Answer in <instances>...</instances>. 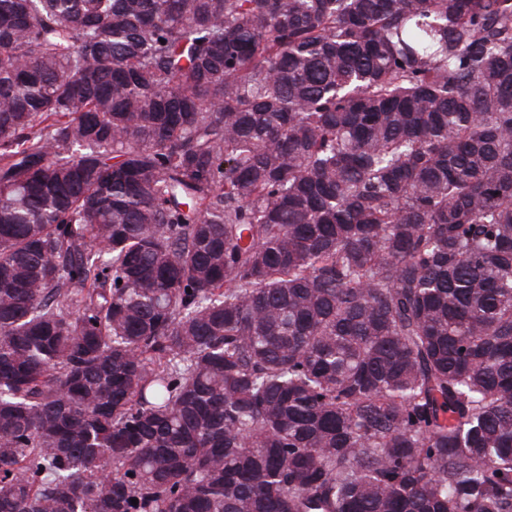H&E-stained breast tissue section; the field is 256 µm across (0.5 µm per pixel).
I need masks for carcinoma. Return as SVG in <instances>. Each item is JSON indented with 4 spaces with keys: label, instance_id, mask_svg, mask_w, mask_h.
<instances>
[{
    "label": "carcinoma",
    "instance_id": "cac0c4a2",
    "mask_svg": "<svg viewBox=\"0 0 512 512\" xmlns=\"http://www.w3.org/2000/svg\"><path fill=\"white\" fill-rule=\"evenodd\" d=\"M0 512H512V0H0Z\"/></svg>",
    "mask_w": 512,
    "mask_h": 512
}]
</instances>
